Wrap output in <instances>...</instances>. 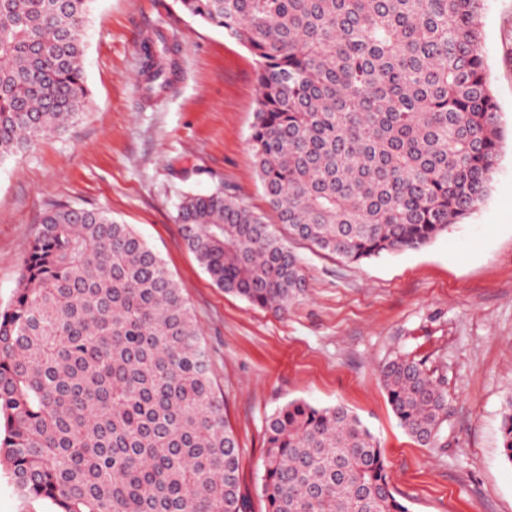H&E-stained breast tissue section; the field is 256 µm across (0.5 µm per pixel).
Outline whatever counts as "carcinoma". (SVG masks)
Masks as SVG:
<instances>
[{"instance_id": "obj_1", "label": "carcinoma", "mask_w": 512, "mask_h": 512, "mask_svg": "<svg viewBox=\"0 0 512 512\" xmlns=\"http://www.w3.org/2000/svg\"><path fill=\"white\" fill-rule=\"evenodd\" d=\"M92 0H0V162L59 132L89 96ZM256 62L250 134L281 237L218 187L174 221L214 284L288 314L306 288L290 246L350 262L418 248L488 195L503 140L480 45L483 0H178ZM148 54L145 91L175 63ZM401 427L431 448L448 394L409 355L380 366ZM512 462V397L502 410ZM267 512H410L378 442L344 405L268 419ZM53 512H244L239 444L195 317L165 263L103 210L44 215L0 311V467Z\"/></svg>"}]
</instances>
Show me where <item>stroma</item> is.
Segmentation results:
<instances>
[{"mask_svg": "<svg viewBox=\"0 0 512 512\" xmlns=\"http://www.w3.org/2000/svg\"><path fill=\"white\" fill-rule=\"evenodd\" d=\"M481 26L504 130L487 198L426 245L359 263L293 243L308 291L282 317L218 288L173 221L185 196L220 185L276 221L249 145L251 54L176 0H93L79 118L0 162V308L50 205L109 211L163 259L195 316L238 439L246 512H266V420L293 400L359 415L410 512H512L499 435L512 397V0H486ZM147 38L175 46L179 65L150 101L138 50ZM400 354L443 379L448 419L435 447L419 446L387 400L379 367Z\"/></svg>", "mask_w": 512, "mask_h": 512, "instance_id": "1", "label": "stroma"}]
</instances>
